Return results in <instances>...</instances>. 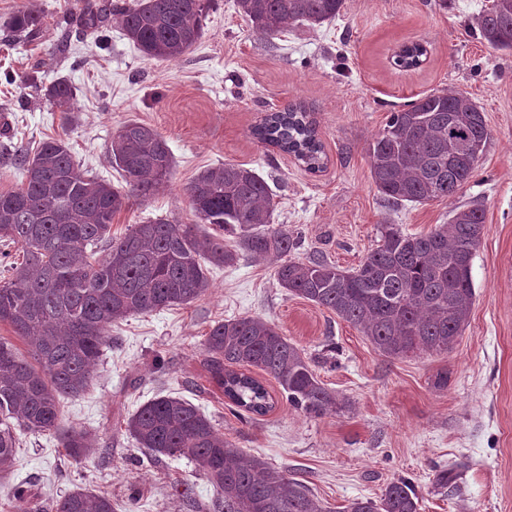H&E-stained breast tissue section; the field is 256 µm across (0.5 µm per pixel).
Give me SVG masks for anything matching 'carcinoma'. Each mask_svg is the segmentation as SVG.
<instances>
[{
	"mask_svg": "<svg viewBox=\"0 0 512 512\" xmlns=\"http://www.w3.org/2000/svg\"><path fill=\"white\" fill-rule=\"evenodd\" d=\"M214 0H136L135 5L86 0L59 23L99 34L106 45L109 22L149 59L175 61L202 38ZM345 0H237L256 34L272 40L293 25L320 26L336 19ZM481 37L494 49L512 51V26L494 5L476 18ZM42 16L16 11L6 22L11 37L32 41ZM427 48L404 45L395 65L420 67ZM44 95L76 120L74 90L59 77ZM261 141L293 156L311 173L326 166L323 145L309 109L293 104L269 112L254 128ZM483 112L468 96L431 93L390 113L368 145L370 173L378 192L394 205L423 204L456 195L473 177L468 144L488 142ZM110 159L121 172L119 189L88 175L68 142L49 138L36 151L0 142V163L26 171L19 188L0 192V258L10 248L22 260L4 266L0 323L24 337L34 362L0 339V474L14 466L16 430L49 434L76 462L92 455L87 432L65 429L59 401L76 396L94 377V366L112 346V325L126 317L187 305L211 288L209 267H230L245 254L285 258L276 270L280 287L322 306L350 323L390 359L450 353L468 324L475 291L468 271L485 216L480 207L458 210L450 222L420 234L387 224L383 243L352 271L313 256L290 258L296 239L273 225L274 195L254 170L226 163L201 171L186 188L199 223L156 218L112 236V219L131 199L166 188L172 155L153 127L124 122L113 135ZM213 381L228 401L257 415L275 401L256 378L232 369L252 367L272 377L288 403L310 417L337 407L301 350L276 326L258 317L214 324L205 339ZM150 456L185 457L223 494L222 512H330L302 481L265 460L247 456L224 439L190 401L161 396L140 407L126 423ZM54 512H114L105 493L75 489L56 500ZM341 512H419V497L405 480L389 483L378 500L356 498Z\"/></svg>",
	"mask_w": 512,
	"mask_h": 512,
	"instance_id": "carcinoma-1",
	"label": "carcinoma"
}]
</instances>
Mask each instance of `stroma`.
<instances>
[{
    "label": "stroma",
    "instance_id": "35a3bbf8",
    "mask_svg": "<svg viewBox=\"0 0 512 512\" xmlns=\"http://www.w3.org/2000/svg\"><path fill=\"white\" fill-rule=\"evenodd\" d=\"M81 2L0 0V73L15 77L0 80V116L14 144L66 137L82 169L117 187L109 149L118 127L135 119L164 137L174 156L168 188L116 215L114 235L157 217L194 223L185 188L223 163L267 181L275 223L300 241L295 257L317 253L344 270L380 245L383 225L426 233L478 206L485 224L471 268L475 300L453 352L394 360L335 313L281 288L277 258L247 255L213 269L199 300L114 325L91 386L61 399L62 425L89 432L97 453L77 463L54 437L18 432L0 512H20V483L36 494L32 512H51L78 488L109 493L115 512H217L222 497L194 462L155 461L126 429L139 407L168 394L191 401L236 448L304 481L334 510L379 499L404 479L419 512H512V51L492 49L476 27L491 0H345L336 20L270 41L253 32L236 0H215L202 38L178 61L144 57L114 23L104 47L59 25ZM21 8L42 15L40 38L8 40L5 23ZM412 42L424 43L427 59L401 69L394 55ZM35 71L44 83L63 76L72 84L77 121L69 129L26 84ZM437 90L465 93L482 108L489 144L456 196L390 206L372 181L368 144L389 113ZM296 103L312 112L323 171H307L252 134L266 112ZM248 316L275 324L300 348L344 409L307 416L265 374L274 407L262 416L231 409L204 365V341L215 323ZM443 369L448 385L440 389L434 379ZM452 467L460 470L456 488L435 489V473Z\"/></svg>",
    "mask_w": 512,
    "mask_h": 512
}]
</instances>
